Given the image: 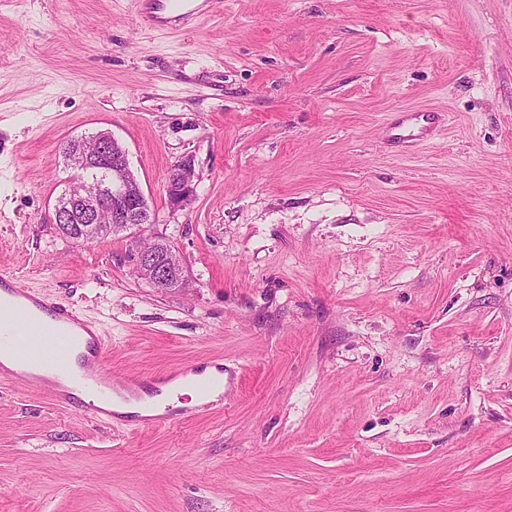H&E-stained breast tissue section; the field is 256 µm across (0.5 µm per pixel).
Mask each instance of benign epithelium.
<instances>
[{"instance_id": "obj_1", "label": "benign epithelium", "mask_w": 512, "mask_h": 512, "mask_svg": "<svg viewBox=\"0 0 512 512\" xmlns=\"http://www.w3.org/2000/svg\"><path fill=\"white\" fill-rule=\"evenodd\" d=\"M63 151L71 167L93 173L95 192L82 190L86 176L70 175L56 200L55 223L86 224L88 229L101 232L100 220L106 214L112 229L129 232L131 261L141 278L159 284L173 273L184 274V262L176 248L169 246L160 255L159 239L154 237L150 251L141 249L142 238L137 230L155 223L156 215L130 168L128 151L112 132L103 129L89 136L69 138L63 142ZM194 179L195 167L189 158L170 170L166 191L171 205L184 206L190 201Z\"/></svg>"}]
</instances>
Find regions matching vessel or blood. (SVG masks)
<instances>
[{
  "mask_svg": "<svg viewBox=\"0 0 512 512\" xmlns=\"http://www.w3.org/2000/svg\"><path fill=\"white\" fill-rule=\"evenodd\" d=\"M137 15L142 24L152 28H175L214 12L217 0H135ZM437 118L433 112H404L393 123L396 136L409 143L426 135ZM0 349L11 352L23 362L35 361L48 373L68 376L82 370L84 380L103 389H120L136 394L140 382L127 377L113 381L103 371L101 358L105 341L93 334L86 342V352L74 357V339L87 328L76 310L70 306L46 301L19 286L14 277L0 272Z\"/></svg>",
  "mask_w": 512,
  "mask_h": 512,
  "instance_id": "vessel-or-blood-1",
  "label": "vessel or blood"
}]
</instances>
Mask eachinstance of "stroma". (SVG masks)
I'll return each mask as SVG.
<instances>
[{"mask_svg": "<svg viewBox=\"0 0 512 512\" xmlns=\"http://www.w3.org/2000/svg\"><path fill=\"white\" fill-rule=\"evenodd\" d=\"M402 110L444 113L404 151ZM110 129L181 252L61 237L60 144ZM192 159L188 205L170 168ZM0 268L116 376L223 364V403L108 422L0 375V512H512V0L0 5ZM216 0H135L142 24L152 28H175L213 13Z\"/></svg>", "mask_w": 512, "mask_h": 512, "instance_id": "stroma-1", "label": "stroma"}]
</instances>
